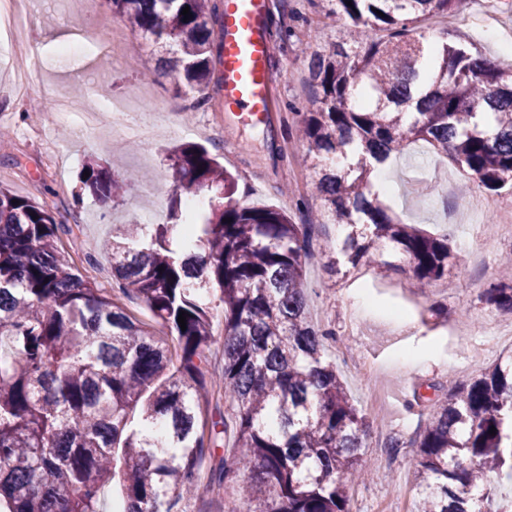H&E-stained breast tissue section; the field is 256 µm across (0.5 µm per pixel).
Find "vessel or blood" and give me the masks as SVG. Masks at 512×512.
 <instances>
[{
	"label": "vessel or blood",
	"instance_id": "vessel-or-blood-1",
	"mask_svg": "<svg viewBox=\"0 0 512 512\" xmlns=\"http://www.w3.org/2000/svg\"><path fill=\"white\" fill-rule=\"evenodd\" d=\"M268 8L269 0H224V107L254 128L268 120L277 81L269 65Z\"/></svg>",
	"mask_w": 512,
	"mask_h": 512
}]
</instances>
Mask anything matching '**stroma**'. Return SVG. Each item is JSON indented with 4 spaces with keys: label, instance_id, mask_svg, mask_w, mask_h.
Masks as SVG:
<instances>
[{
    "label": "stroma",
    "instance_id": "stroma-1",
    "mask_svg": "<svg viewBox=\"0 0 512 512\" xmlns=\"http://www.w3.org/2000/svg\"><path fill=\"white\" fill-rule=\"evenodd\" d=\"M278 3L281 22L295 35L290 42L277 44L273 57L280 75L274 96L281 107L272 115V128L288 153L277 165L268 158L260 130L229 117L222 92L213 91L211 105L189 108L191 95L165 71V52L159 45L125 50L121 64L100 58L99 77L81 79L83 58L59 56L56 41L79 28L94 41L107 42L118 22L108 0H97L90 14L80 12L76 0H31L40 67L22 96L16 90L18 61L9 38L0 32V186L61 214L74 229L62 238L66 252L99 287L115 286L111 261L99 247L114 225L127 223L134 215L145 217L156 205H168V152L174 145L205 146L237 178L241 203L289 209L297 219L303 211L296 210V202L320 210L312 193L314 172L291 137L295 116L287 105L304 107L315 96L307 55L314 49H331L345 31L308 0ZM475 13L492 15L496 33L474 26ZM431 27L449 31L454 40L495 62L502 46L512 47V11L499 0H465ZM141 86L150 87L153 94L138 115L156 129L146 144L113 129L109 115L113 102L128 100ZM65 97L80 101L96 115V139H85L74 126L56 122L57 105ZM91 160L124 180L122 198L115 205L104 206L88 193L82 201H73V192L80 189L79 174ZM465 181L462 170L425 145L394 158L386 173V202L392 212L429 232H450V246L462 267L450 269L447 280L418 291L405 261L392 251L346 276L331 273L321 261L307 268L310 316L319 327L332 330L326 354L370 425L364 460L372 478L364 484L349 481L352 512H418L413 440L422 409L413 406L414 394L425 392L430 384L449 393L456 384L470 382L501 357L512 355V313L479 298L496 279L500 258L512 253V232L492 238L473 234L476 225L495 222L499 210L512 209V189L490 192L475 187L463 196L459 189ZM434 302L445 308V315L428 313ZM393 438L402 443L394 454L386 448Z\"/></svg>",
    "mask_w": 512,
    "mask_h": 512
}]
</instances>
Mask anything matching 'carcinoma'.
I'll return each instance as SVG.
<instances>
[{
	"label": "carcinoma",
	"mask_w": 512,
	"mask_h": 512,
	"mask_svg": "<svg viewBox=\"0 0 512 512\" xmlns=\"http://www.w3.org/2000/svg\"><path fill=\"white\" fill-rule=\"evenodd\" d=\"M463 0H320L349 32L309 54L317 87L297 136L314 170L318 215L295 223L233 198L236 178L206 148L171 154L167 220L121 225L102 249L118 293L69 261L71 228L41 204L0 188V509L104 512L118 481L121 512H189L200 486L255 508L227 512H352L345 479L366 475L368 423L326 360L332 335L309 320L306 268L316 218L346 222L343 263H371L388 246L425 289L460 267L446 235L389 213L368 175L425 142L490 191L512 186V68L415 23ZM133 33L173 55L195 105L221 63L224 0H111ZM190 8L189 19L181 14ZM383 15H378V12ZM287 42L291 27L269 20ZM494 115L495 129L478 120ZM84 189L105 202L124 182L85 166ZM206 192L208 210L183 198ZM38 219H33V216ZM219 294L224 337L213 330ZM512 312V277L480 294ZM141 301L154 325L134 317ZM186 312V330L178 323ZM220 345L224 366L210 369ZM427 423L416 441L420 512H512L486 474L512 483V358L446 397L417 396ZM495 434H490V428Z\"/></svg>",
	"instance_id": "1"
}]
</instances>
